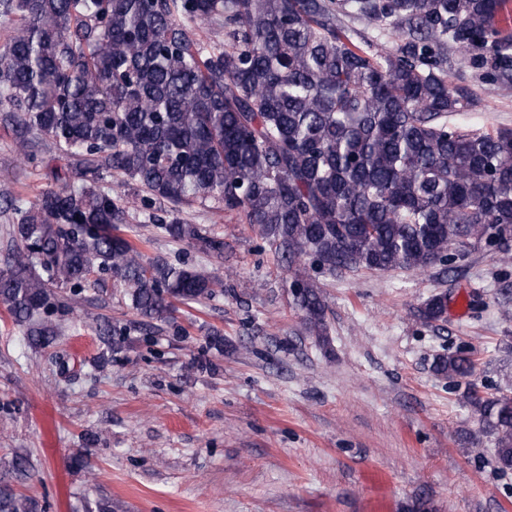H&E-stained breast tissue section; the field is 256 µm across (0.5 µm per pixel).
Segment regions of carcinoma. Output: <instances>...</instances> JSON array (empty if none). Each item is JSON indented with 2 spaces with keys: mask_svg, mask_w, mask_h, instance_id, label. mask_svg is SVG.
I'll use <instances>...</instances> for the list:
<instances>
[{
  "mask_svg": "<svg viewBox=\"0 0 512 512\" xmlns=\"http://www.w3.org/2000/svg\"><path fill=\"white\" fill-rule=\"evenodd\" d=\"M499 0H0L14 22L0 46V107L22 133L77 159L85 183L42 193L18 222L0 268V303L35 345L57 333L62 303L110 272L148 323L215 296L219 279L186 263L143 260L120 231L126 207L104 186L116 170L174 208L215 199L242 212L294 270L307 333L327 339L317 275L365 269L452 270L475 249L512 241V129L465 131L468 92L442 64L448 44L490 47L512 68V41L488 43ZM364 18L395 45L361 47L336 16ZM224 21V45L196 29ZM177 242L221 254L195 224L152 216ZM448 312L433 295L424 319ZM464 346L435 358L471 375ZM467 403L512 473V391ZM0 512H34L0 489Z\"/></svg>",
  "mask_w": 512,
  "mask_h": 512,
  "instance_id": "cac0c4a2",
  "label": "carcinoma"
}]
</instances>
